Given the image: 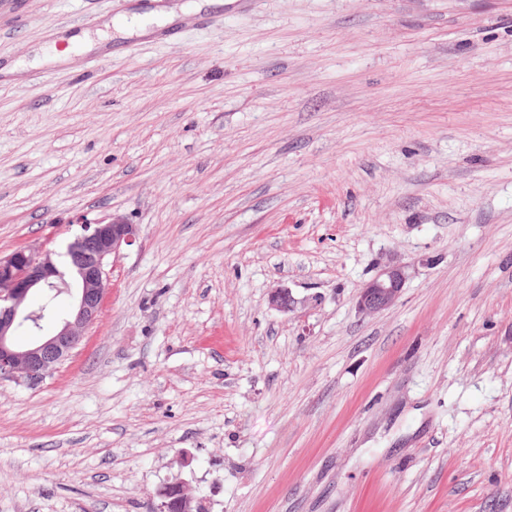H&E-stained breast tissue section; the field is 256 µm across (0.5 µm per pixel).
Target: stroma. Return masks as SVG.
<instances>
[{"label":"stroma","instance_id":"35a3bbf8","mask_svg":"<svg viewBox=\"0 0 512 512\" xmlns=\"http://www.w3.org/2000/svg\"><path fill=\"white\" fill-rule=\"evenodd\" d=\"M117 216L81 344L0 378V512H512V0H0V256ZM407 275L405 266L388 263L356 297V307L365 316L382 313L395 306L402 296ZM171 488L179 492L175 508L172 507L171 501L168 500V492ZM160 503L156 507L157 512H171L173 510L178 512H205L206 508L202 501L197 500L191 496L186 488L180 483L169 484L157 493Z\"/></svg>","mask_w":512,"mask_h":512}]
</instances>
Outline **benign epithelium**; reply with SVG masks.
I'll return each mask as SVG.
<instances>
[{"instance_id": "7a95c632", "label": "benign epithelium", "mask_w": 512, "mask_h": 512, "mask_svg": "<svg viewBox=\"0 0 512 512\" xmlns=\"http://www.w3.org/2000/svg\"><path fill=\"white\" fill-rule=\"evenodd\" d=\"M139 227L122 218L85 226V233L57 252L43 246L20 248L0 257V378L36 384L77 348L85 330L98 317L109 278L107 267L134 244ZM407 275L405 266L388 263L356 297L364 316L382 313L402 296ZM47 288H61L72 297L70 315L51 333L21 345L18 328L30 324L29 333L39 332L32 321L29 298ZM295 300L288 289L275 288L268 306L287 313ZM156 512H204L205 505L180 483L169 484L157 493Z\"/></svg>"}]
</instances>
